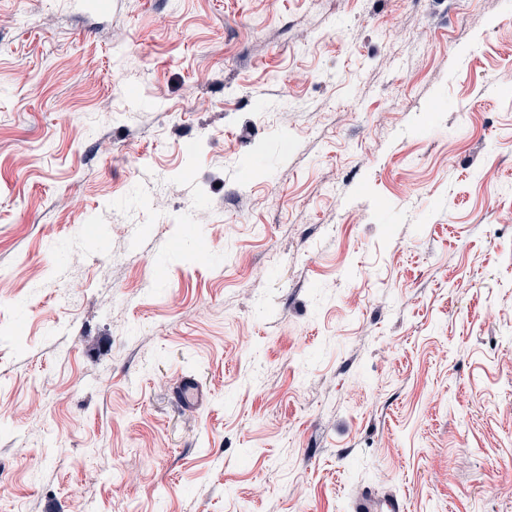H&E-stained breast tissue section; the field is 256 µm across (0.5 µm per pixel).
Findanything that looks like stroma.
<instances>
[{
  "instance_id": "stroma-1",
  "label": "stroma",
  "mask_w": 512,
  "mask_h": 512,
  "mask_svg": "<svg viewBox=\"0 0 512 512\" xmlns=\"http://www.w3.org/2000/svg\"><path fill=\"white\" fill-rule=\"evenodd\" d=\"M367 487L512 512V0H0V512ZM176 397L180 405L197 407L203 404L206 398V391L196 377L184 376L177 386Z\"/></svg>"
}]
</instances>
